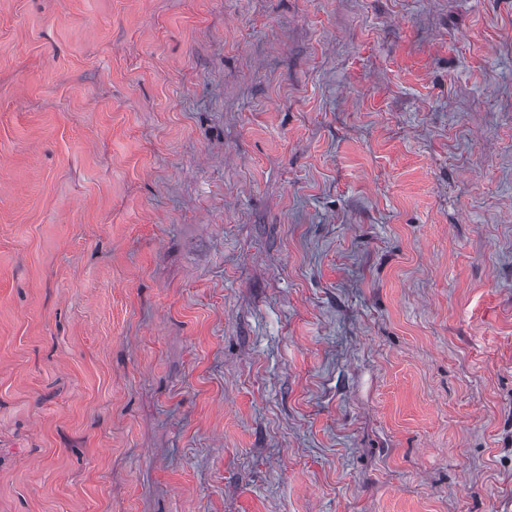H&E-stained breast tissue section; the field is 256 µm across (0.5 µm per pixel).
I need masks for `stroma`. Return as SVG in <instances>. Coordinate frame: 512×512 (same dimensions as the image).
Listing matches in <instances>:
<instances>
[{
    "mask_svg": "<svg viewBox=\"0 0 512 512\" xmlns=\"http://www.w3.org/2000/svg\"><path fill=\"white\" fill-rule=\"evenodd\" d=\"M0 512H512V0H0Z\"/></svg>",
    "mask_w": 512,
    "mask_h": 512,
    "instance_id": "obj_1",
    "label": "stroma"
}]
</instances>
